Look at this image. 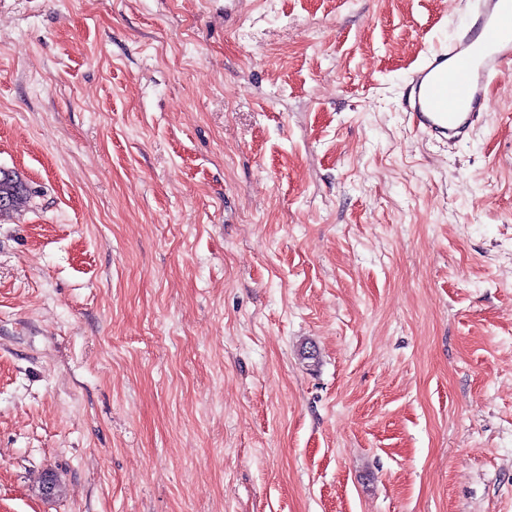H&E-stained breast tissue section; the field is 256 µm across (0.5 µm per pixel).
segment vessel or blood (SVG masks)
<instances>
[{"label":"vessel or blood","instance_id":"obj_1","mask_svg":"<svg viewBox=\"0 0 512 512\" xmlns=\"http://www.w3.org/2000/svg\"><path fill=\"white\" fill-rule=\"evenodd\" d=\"M512 69V0H479L448 44L427 53L406 86L416 131L458 143L485 114L489 82Z\"/></svg>","mask_w":512,"mask_h":512}]
</instances>
